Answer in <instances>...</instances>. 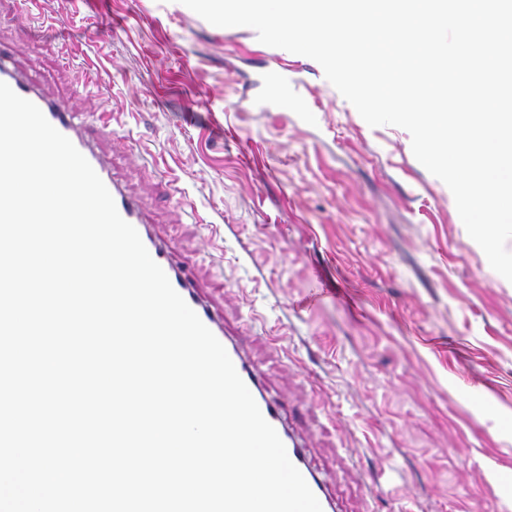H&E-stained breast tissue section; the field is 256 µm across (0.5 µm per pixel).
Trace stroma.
Wrapping results in <instances>:
<instances>
[{
    "mask_svg": "<svg viewBox=\"0 0 512 512\" xmlns=\"http://www.w3.org/2000/svg\"><path fill=\"white\" fill-rule=\"evenodd\" d=\"M0 47L88 113L339 512H512V282L408 131L289 53L298 108H250L270 46L180 0H0Z\"/></svg>",
    "mask_w": 512,
    "mask_h": 512,
    "instance_id": "stroma-1",
    "label": "stroma"
}]
</instances>
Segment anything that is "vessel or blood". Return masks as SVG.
Listing matches in <instances>:
<instances>
[{
    "instance_id": "obj_1",
    "label": "vessel or blood",
    "mask_w": 512,
    "mask_h": 512,
    "mask_svg": "<svg viewBox=\"0 0 512 512\" xmlns=\"http://www.w3.org/2000/svg\"><path fill=\"white\" fill-rule=\"evenodd\" d=\"M262 78L265 83L280 89L278 106L282 109L287 108L289 105L286 94L289 82L287 72L278 63L271 62L263 70ZM0 82L8 84L20 97L33 102L50 124L69 138L88 160L111 193L119 214L136 228L149 254L165 271L173 288L223 344L264 418L275 428L286 447L290 460L318 498L323 512H337L336 500L326 480L310 462L307 440L297 433L291 421L288 420L282 403L266 392L259 369L248 361L240 341L225 333L223 312L202 298L185 269L176 261L171 245L152 233L142 203L126 192L92 144L79 133L80 117L63 104L43 96L2 56H0Z\"/></svg>"
}]
</instances>
